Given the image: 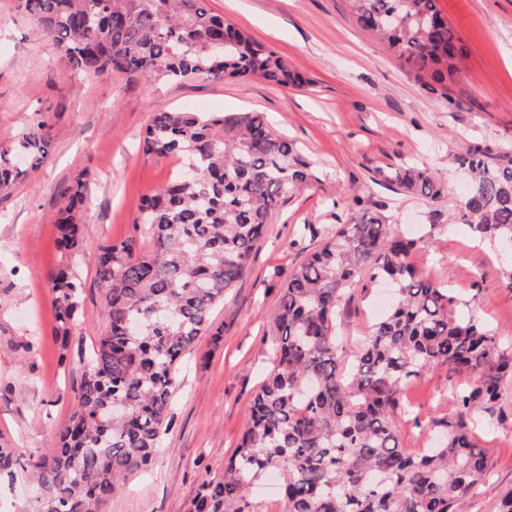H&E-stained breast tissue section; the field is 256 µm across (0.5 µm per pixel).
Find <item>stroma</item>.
I'll return each instance as SVG.
<instances>
[{"instance_id": "stroma-1", "label": "stroma", "mask_w": 512, "mask_h": 512, "mask_svg": "<svg viewBox=\"0 0 512 512\" xmlns=\"http://www.w3.org/2000/svg\"><path fill=\"white\" fill-rule=\"evenodd\" d=\"M438 3L467 55L465 71L444 87L403 66L360 28L347 0H209L213 12L275 48L305 80L285 87L254 77L88 79L69 68L17 0H0V151L11 149L38 113L49 115L53 137L49 159L0 193V444L28 457L56 446L80 385L78 361L105 328L98 247L140 238L133 219L142 197L176 167L175 159L142 151V133L159 108L266 113L314 163L321 182L293 194L268 224L246 274L226 292L209 333L185 359L169 431L149 471L132 476L99 512H189L198 486L223 475L269 367L261 340L280 285L324 241L300 230L346 219L355 197L388 216L392 232L417 237L411 261L419 274L471 299V306L457 307L458 315L479 316L503 347H512V292L503 285L512 254L476 241L447 201L406 197L379 180L390 167L415 162L445 183L449 199H458L465 177L449 164V153L476 141L512 148V0ZM80 176L89 183L78 264L84 314L63 350L54 340L49 274L61 260L56 213ZM375 300L356 293L342 312L339 331L351 348L366 336ZM451 386L444 368L412 385L413 411L398 419L401 446L424 447L434 421L452 412ZM472 421L493 469L468 512H496L500 496L512 489V386Z\"/></svg>"}]
</instances>
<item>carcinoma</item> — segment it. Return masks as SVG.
Here are the masks:
<instances>
[{
	"instance_id": "cac0c4a2",
	"label": "carcinoma",
	"mask_w": 512,
	"mask_h": 512,
	"mask_svg": "<svg viewBox=\"0 0 512 512\" xmlns=\"http://www.w3.org/2000/svg\"><path fill=\"white\" fill-rule=\"evenodd\" d=\"M209 0H19L21 12L74 70L173 81L255 76L288 86L301 78L273 48L215 14ZM359 25L403 65L445 84L461 73L457 32L438 0H350ZM50 117L33 120L14 153H0V191L50 155ZM145 155L180 159L174 177L142 199L133 238L99 248L106 327L97 337L58 446L20 463L0 444V484L24 478V512H99L127 477L147 467L169 426L183 359L210 327L227 290L247 272L266 226L288 195L320 182L317 169L263 112L157 109ZM452 161L471 174L460 205L473 235L512 248V152L467 144ZM397 193L438 202L445 188L403 163L383 174ZM78 179L59 209L55 244L65 262L50 274L55 340L62 348L83 312L77 278ZM358 210L282 283L264 334L270 356L246 430L224 466L203 481L190 512H258L250 489L275 476L281 512H464L490 474L471 415L494 407L512 382V351L481 320L455 312L457 295L420 277L417 240L393 237L386 217ZM388 284L390 301L358 350L337 333L342 302ZM473 376L454 410L434 422L427 448L398 441L406 390L431 369Z\"/></svg>"
}]
</instances>
